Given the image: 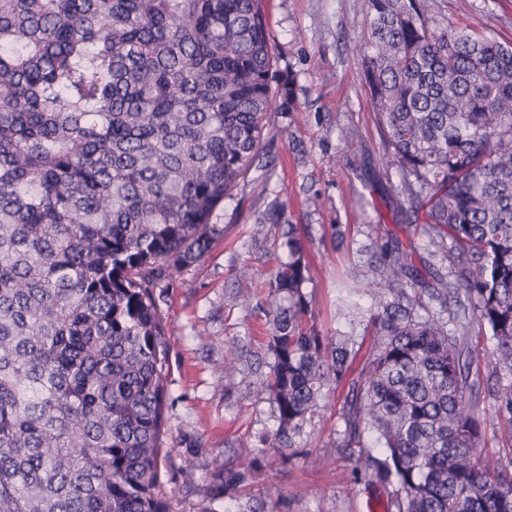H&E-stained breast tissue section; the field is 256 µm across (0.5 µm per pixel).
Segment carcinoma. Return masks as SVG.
Listing matches in <instances>:
<instances>
[{"label": "carcinoma", "instance_id": "cac0c4a2", "mask_svg": "<svg viewBox=\"0 0 512 512\" xmlns=\"http://www.w3.org/2000/svg\"><path fill=\"white\" fill-rule=\"evenodd\" d=\"M366 6L381 161L428 248L422 271L399 245L372 265L338 449L374 436L351 477L386 489L382 512H512V46L429 0ZM273 62L260 0H0V512H171L157 289L260 167L292 94ZM283 238L265 391L291 445L362 343L318 333L297 225ZM482 365L506 462L484 448ZM213 465L218 493L260 476Z\"/></svg>", "mask_w": 512, "mask_h": 512}]
</instances>
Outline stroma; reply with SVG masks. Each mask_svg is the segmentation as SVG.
Listing matches in <instances>:
<instances>
[{
	"mask_svg": "<svg viewBox=\"0 0 512 512\" xmlns=\"http://www.w3.org/2000/svg\"><path fill=\"white\" fill-rule=\"evenodd\" d=\"M275 45L277 79L290 80L291 100L277 99L274 127L259 170L214 216L224 237L185 267L161 293L170 343L164 442L176 455L162 481L172 512H364L374 490L351 481L352 460L329 461L336 449L349 380L332 383L282 461L277 421L262 388L268 374L270 284L288 259L284 225H298L312 279L314 324L322 334L349 331L337 314L344 298L366 310L355 291L364 279L361 247L388 237L423 252L421 235L402 230L395 214L397 169L382 166L374 107L354 51L367 23L366 0H263ZM436 16L512 44V0H432ZM351 133L342 140L341 129ZM249 269L241 277V269ZM243 359L224 367V345ZM229 467L250 458L262 467L226 495L213 493L214 457ZM190 458L192 469L181 467ZM277 490L272 506L268 490Z\"/></svg>",
	"mask_w": 512,
	"mask_h": 512,
	"instance_id": "obj_1",
	"label": "stroma"
}]
</instances>
